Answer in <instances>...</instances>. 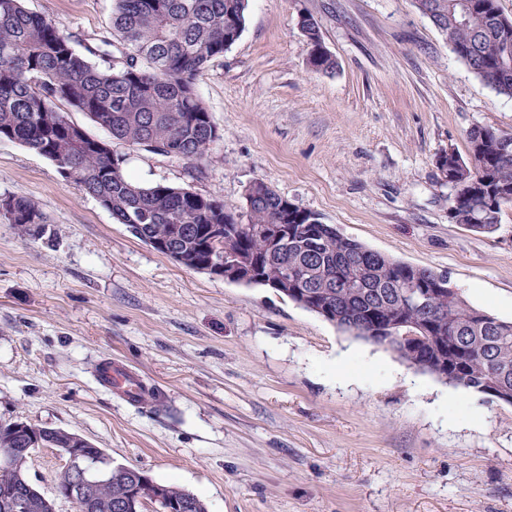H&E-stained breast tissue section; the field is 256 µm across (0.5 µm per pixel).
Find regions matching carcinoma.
Listing matches in <instances>:
<instances>
[{
  "mask_svg": "<svg viewBox=\"0 0 512 512\" xmlns=\"http://www.w3.org/2000/svg\"><path fill=\"white\" fill-rule=\"evenodd\" d=\"M468 19L456 10L429 17L452 52L498 94L512 98V18L499 0H466ZM249 0H113L107 34L91 44L61 33L24 0H0V137L50 160L64 179L79 183L118 224L141 242H154L193 255L205 264L231 249L252 259L262 273L277 277L288 267L295 287L316 297L321 316L349 336L373 342L367 330L388 324L432 328L416 339H392L381 345L409 367L489 400L490 382L512 392V321L492 329L479 323L483 310L460 294L437 296L430 308L414 305L408 293L430 287L436 272L416 267L336 234L311 211L287 212L282 196L258 181L257 196L247 212L249 224H288V241L274 252L258 239L237 230L241 215L217 195H201L162 183L146 184L126 170V157L114 143L142 148L200 164L219 138L211 113L195 90L198 74L234 44L245 27ZM300 26L312 46L310 65L332 72L336 59L324 50L318 26L304 16ZM113 48L112 55L100 46ZM82 112L107 132L91 136L68 112ZM469 151L481 167L449 166L453 193L450 219L476 232H490L499 221V186H512V132L477 126L467 134ZM9 207L8 222L32 237L44 233L45 220L27 198L0 199ZM224 225V242L212 248L207 228ZM65 430L21 429L0 423V448H56ZM132 467L100 471L103 484L86 512H112L109 502L129 498ZM19 486L35 508L45 494L28 473L15 480L0 473V496ZM164 498L182 504V512H207L196 495L175 485L159 484Z\"/></svg>",
  "mask_w": 512,
  "mask_h": 512,
  "instance_id": "obj_1",
  "label": "carcinoma"
}]
</instances>
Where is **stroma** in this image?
Wrapping results in <instances>:
<instances>
[{
    "instance_id": "35a3bbf8",
    "label": "stroma",
    "mask_w": 512,
    "mask_h": 512,
    "mask_svg": "<svg viewBox=\"0 0 512 512\" xmlns=\"http://www.w3.org/2000/svg\"><path fill=\"white\" fill-rule=\"evenodd\" d=\"M64 34L109 27L112 0H25ZM312 16L335 72L314 71ZM219 130L202 165L118 143L139 181L244 205L263 180L346 237L447 272L512 320V205L492 232L455 224L438 168L467 132H512V99L450 50L414 0H250L196 80ZM0 422L78 433L113 464L198 495L208 512H512V404L420 373L267 287L188 270L132 236L55 165L0 140ZM347 353L351 382L326 364ZM122 363L166 407L97 382ZM9 207V224H13L21 232L32 237H39L44 233L45 220L39 208L27 198L8 196L0 198Z\"/></svg>"
}]
</instances>
